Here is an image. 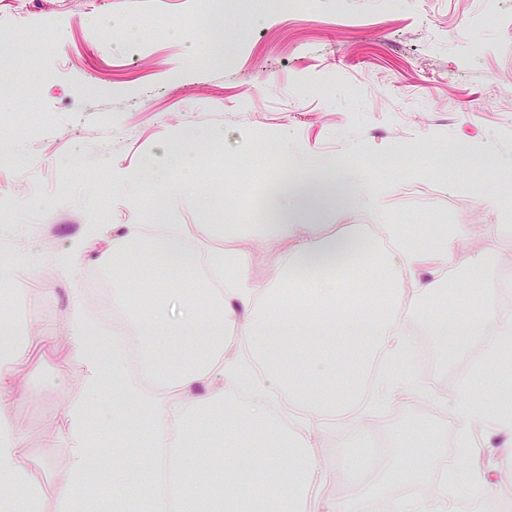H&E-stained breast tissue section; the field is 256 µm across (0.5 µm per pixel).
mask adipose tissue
I'll list each match as a JSON object with an SVG mask.
<instances>
[{
    "label": "adipose tissue",
    "instance_id": "adipose-tissue-1",
    "mask_svg": "<svg viewBox=\"0 0 512 512\" xmlns=\"http://www.w3.org/2000/svg\"><path fill=\"white\" fill-rule=\"evenodd\" d=\"M355 189L335 166L322 165L314 175L280 180L266 193L272 223L254 225L256 235L293 241L283 259V281L257 291L249 281L244 255H216L206 265L212 278H223L217 296L219 311L203 308L188 298L156 296L154 321L168 336L183 343L179 362L165 367L150 341L151 329L134 325L146 382L130 377L123 354L109 350V337L93 335L88 324L74 321L72 343L87 366L86 399L108 390L121 394L110 413L91 418L84 401L71 405L65 418L71 441L67 487L63 495L69 512H102L103 501L85 496L90 462L103 424H110L114 447L132 443L147 458L151 473H166L171 486L170 512H364L365 502L349 493L327 498L328 471L316 462L322 422L355 408L364 387H371L379 405L392 404L409 390V375H373L378 358L401 359L407 339L399 307L415 308L419 298L439 288L438 280H423L420 265L430 254L434 269L447 267L467 233L462 224L429 241L423 230L401 224L381 225L387 247L376 254L367 276L349 269L365 250L362 232L322 238L320 227L305 223L312 209L350 203ZM181 226L159 225L149 250L168 266L186 270L193 258ZM496 294L481 284L461 296L455 318L431 312L430 335L442 350L457 356L473 342L482 355L460 382L462 398L449 407L457 426L458 444L477 453L478 441L498 433L512 434V420H490L487 398L476 393L477 378L512 349V315L495 312ZM495 331L486 334L487 319ZM238 329L226 335L227 326ZM278 377L277 392H269L270 377ZM206 394H195L197 385ZM237 426L247 440L238 453L251 456L250 466L226 460L208 469L207 484L190 488L186 478L187 450L195 448L209 461L218 448L210 427L215 418ZM25 438L9 416L0 412V512H40V495L33 482L36 463H24ZM273 485V493H254L258 476ZM409 480L425 484L424 495H401L392 512H460L458 492L468 485L495 497L484 468L471 469L465 478L433 479L416 468Z\"/></svg>",
    "mask_w": 512,
    "mask_h": 512
}]
</instances>
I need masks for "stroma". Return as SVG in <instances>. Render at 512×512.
I'll return each instance as SVG.
<instances>
[{"mask_svg":"<svg viewBox=\"0 0 512 512\" xmlns=\"http://www.w3.org/2000/svg\"><path fill=\"white\" fill-rule=\"evenodd\" d=\"M0 115L35 117L0 165V251L36 258L0 280V309L15 306L26 334L8 411L39 463L42 512H61L70 441L65 412L83 399L86 369L71 342L73 293L92 299L122 287L104 254L125 224H184L205 253L248 260L250 283L281 277L290 242L255 235L267 216L268 180L303 164H335L362 202L311 215L325 237L375 224L468 234L441 290L404 314L414 347L436 301L479 281L512 277V0H312L300 14L272 0H0ZM187 179V190L173 182ZM489 264L474 270V258ZM479 352L418 365L409 392L347 415L324 437L326 494L367 498L406 491L399 473L364 458L381 437L439 443L431 473L477 466L456 442L448 406ZM54 429H47V421Z\"/></svg>","mask_w":512,"mask_h":512,"instance_id":"35a3bbf8","label":"stroma"}]
</instances>
